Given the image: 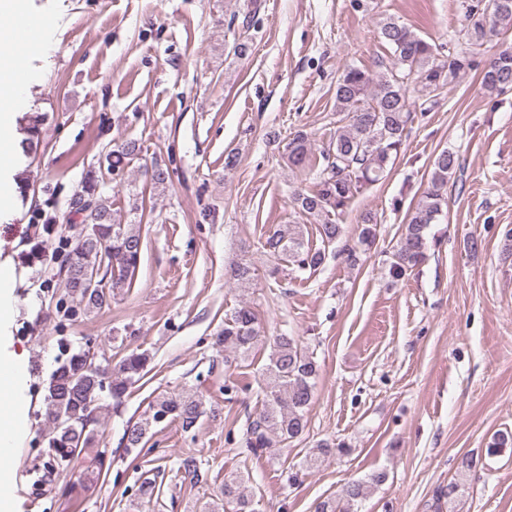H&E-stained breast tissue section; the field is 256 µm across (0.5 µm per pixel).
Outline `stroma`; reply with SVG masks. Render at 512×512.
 I'll return each instance as SVG.
<instances>
[{
    "instance_id": "stroma-1",
    "label": "stroma",
    "mask_w": 512,
    "mask_h": 512,
    "mask_svg": "<svg viewBox=\"0 0 512 512\" xmlns=\"http://www.w3.org/2000/svg\"><path fill=\"white\" fill-rule=\"evenodd\" d=\"M446 47L464 39L460 0H26L0 39V62L29 78L0 137L11 185L0 209V270L10 299L0 314V353L23 360L22 424L10 463L14 512H202L235 471L261 512H314L352 479L377 470L359 512H512V454L485 459L455 503L437 492L467 453L512 431V91L484 90L479 69L460 75L409 127L405 147L382 180L340 217L343 234L315 272L272 263L263 243L279 225L299 223L294 193L317 168H289L286 146L301 131L321 153L340 118L335 87L344 67L381 71L390 50L383 19ZM40 20L28 29L29 20ZM245 39L244 55L233 51ZM40 119L36 150L19 151L21 129ZM137 141L133 160L111 168L108 154ZM455 154L448 205L428 230V260L394 279L392 248L405 215L430 185L441 150ZM237 163L225 167L228 153ZM167 183L153 185L145 166ZM111 202L118 224L141 228L143 247L130 288L100 312L72 319L56 310L66 292L56 261L31 256L30 225L55 218V237L73 239V203L88 176ZM378 237L356 265L365 215ZM248 263L251 288H235L230 267ZM242 301L256 310L262 339L228 368L213 347ZM300 337L319 366L307 429L299 440L260 453L241 440L261 407V372L280 333ZM93 342L110 364L129 350L149 353L144 377L101 442L112 463L88 476L84 463L46 471L41 417L63 344ZM250 389L227 398L226 381ZM189 389L215 409L191 431L155 426L141 453L121 442L162 393ZM351 453L319 470L302 469L321 441ZM197 459L203 478H184ZM155 481L139 499L143 478Z\"/></svg>"
}]
</instances>
